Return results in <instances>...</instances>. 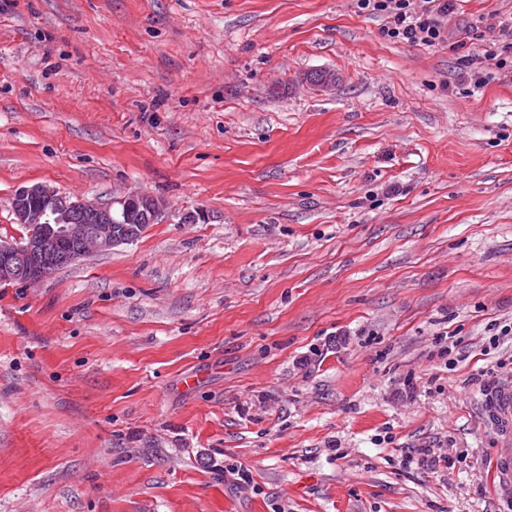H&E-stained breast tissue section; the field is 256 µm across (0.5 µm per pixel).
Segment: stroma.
Returning <instances> with one entry per match:
<instances>
[{"instance_id": "obj_1", "label": "stroma", "mask_w": 512, "mask_h": 512, "mask_svg": "<svg viewBox=\"0 0 512 512\" xmlns=\"http://www.w3.org/2000/svg\"><path fill=\"white\" fill-rule=\"evenodd\" d=\"M495 13L425 48L356 0H0V237L21 186L162 210L0 282V512H512L479 406L512 376V80L460 63ZM416 460L417 465L423 469L430 470L433 474L439 472H448V457L445 455H436L432 448H417L410 454V460ZM441 466H443L441 468Z\"/></svg>"}]
</instances>
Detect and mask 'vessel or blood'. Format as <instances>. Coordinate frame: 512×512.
Wrapping results in <instances>:
<instances>
[{"mask_svg":"<svg viewBox=\"0 0 512 512\" xmlns=\"http://www.w3.org/2000/svg\"><path fill=\"white\" fill-rule=\"evenodd\" d=\"M480 408L487 424L497 437L491 463V480L495 493L512 499V379L501 378L484 389Z\"/></svg>","mask_w":512,"mask_h":512,"instance_id":"b4317fda","label":"vessel or blood"}]
</instances>
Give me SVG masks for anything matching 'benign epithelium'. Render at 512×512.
<instances>
[{
    "instance_id": "benign-epithelium-1",
    "label": "benign epithelium",
    "mask_w": 512,
    "mask_h": 512,
    "mask_svg": "<svg viewBox=\"0 0 512 512\" xmlns=\"http://www.w3.org/2000/svg\"><path fill=\"white\" fill-rule=\"evenodd\" d=\"M150 196L129 193L110 202L96 200H73L42 185L23 186L12 198L13 213L20 224L27 228L55 221L57 239H76L82 242L80 251L69 258L74 262L86 255L110 250L121 245L124 239L112 234V225L130 219L132 211L148 202ZM91 213L97 224L90 230L78 219V213ZM60 262L56 252L46 244L43 231H30L19 240L0 239V282L10 281L15 268L27 267L24 282L36 284L57 271Z\"/></svg>"
}]
</instances>
